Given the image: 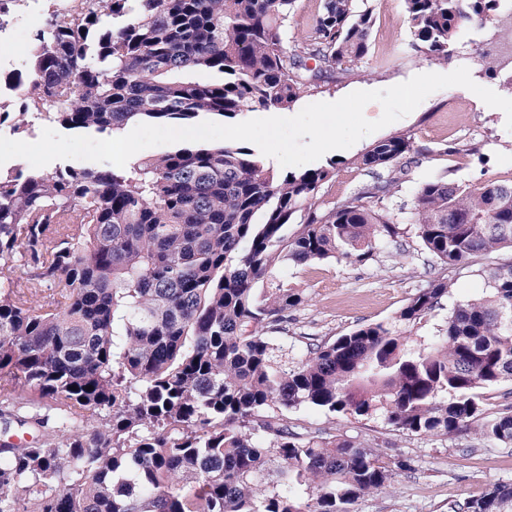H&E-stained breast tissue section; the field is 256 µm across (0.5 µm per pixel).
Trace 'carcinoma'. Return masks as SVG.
Here are the masks:
<instances>
[{
	"instance_id": "carcinoma-1",
	"label": "carcinoma",
	"mask_w": 512,
	"mask_h": 512,
	"mask_svg": "<svg viewBox=\"0 0 512 512\" xmlns=\"http://www.w3.org/2000/svg\"><path fill=\"white\" fill-rule=\"evenodd\" d=\"M414 51L434 64L503 0H402ZM296 0H78L33 35L18 111L68 130L222 120L287 109L369 50L373 9L324 0L285 44ZM112 19V27L103 18ZM314 66H309V62ZM197 71L221 80L201 84ZM405 133L357 160L373 181L339 201L336 163L281 173L238 143L178 146L123 168L0 175V512H351L391 469L333 428L303 436L287 413L370 416L411 434L472 430L512 448V259L453 307L444 332L412 338L448 281L417 289L392 322L361 324L291 367L271 334L302 294L280 265L369 259L396 234ZM411 223L438 263L512 249V182L417 189ZM461 512H512L498 482Z\"/></svg>"
}]
</instances>
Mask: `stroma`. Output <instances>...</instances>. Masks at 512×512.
Segmentation results:
<instances>
[{
    "label": "stroma",
    "mask_w": 512,
    "mask_h": 512,
    "mask_svg": "<svg viewBox=\"0 0 512 512\" xmlns=\"http://www.w3.org/2000/svg\"><path fill=\"white\" fill-rule=\"evenodd\" d=\"M56 0H11L0 14V74L25 69L32 53V37ZM376 13L368 55L357 62L351 76L328 79L303 94L287 116L316 102H334L357 90H381L405 82L426 66L422 54L410 51L413 29L402 0H370ZM458 54L439 66L445 74L467 67L475 83L508 96L512 80V47L505 44L497 22L472 24L457 39ZM497 57L496 71H486L477 53ZM395 132L409 133L413 150L409 173L399 192L388 201L399 234L383 242L364 262L344 258L288 265L278 276L302 292L301 305L288 313V323L276 339L285 360L304 357L310 344L335 339L358 325L388 322L416 289L435 277L447 279L450 292L440 308L421 324L422 336L440 335L450 310L481 294L487 287L480 268L512 258L502 249L475 258L471 267L437 264L423 249L409 220V206L417 187L442 179L466 186L512 179V131L502 110L486 109L470 90L453 86L429 95L414 111L371 133L352 147L329 152L320 165L335 162L336 174L322 188L325 200L340 201L370 182L356 158L374 142ZM298 431L336 428L377 448L392 467V478L381 491L358 500L355 512H451L453 504L481 497L493 484L512 482V448L480 439L474 432L450 436L410 435L394 430L382 418L331 416L315 408L288 414Z\"/></svg>",
    "instance_id": "1"
}]
</instances>
